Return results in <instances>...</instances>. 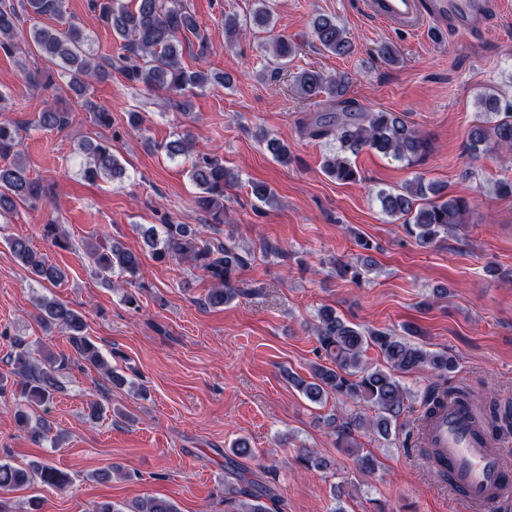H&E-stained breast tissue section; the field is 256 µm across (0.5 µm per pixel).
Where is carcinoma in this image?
Wrapping results in <instances>:
<instances>
[{"label":"carcinoma","mask_w":512,"mask_h":512,"mask_svg":"<svg viewBox=\"0 0 512 512\" xmlns=\"http://www.w3.org/2000/svg\"><path fill=\"white\" fill-rule=\"evenodd\" d=\"M258 7L252 13L253 27L272 32V14L268 0H255ZM90 11L98 14L112 28L120 40L117 57L93 58L84 49L85 34L73 25L63 23L62 0H23L22 10L39 17L59 22L57 26H33L27 42L50 59L57 73L49 72L41 78L44 86L56 84L55 77L67 79L69 90L80 100L81 107L92 113L97 125L112 127V113L98 108L87 97L89 80H104L117 70L132 86L163 94L162 102L183 111L189 100L186 92L204 90L210 86H229L232 78L222 72L188 71L181 63L183 41L187 34L199 36L195 18L186 10L182 0H132L125 5L121 0H87ZM311 35L320 48L336 56L351 54L353 46L346 30L336 19L316 15L311 22ZM20 38V14L13 4L0 0V52L11 56ZM275 70H286L294 55L293 43L277 36L269 43ZM351 83L348 73L327 75L321 70L303 69L293 76V86L301 99L324 98L339 109L317 118H301L302 133L314 140L331 143L322 169L326 176L343 183L359 181V172L352 162L364 148L385 156H392L416 166L423 163L432 151L431 141L416 128L393 112L366 111L360 103L347 96ZM479 115L471 126L467 150L473 157L485 152L512 150V95L490 90L478 97ZM71 113L46 103L38 113L36 125L44 129H62L70 123ZM21 127L11 119L0 118V215L13 212L17 204L38 200L49 193V188L30 177L20 151ZM273 158L288 163V146L276 138L262 137ZM170 158L185 155L190 149L188 135L158 145ZM79 149L85 156L82 171L92 182L99 179L122 180L125 168L112 152V143L84 139ZM190 181L199 190L198 209L209 217L208 223H224V193L238 181V176L224 167V157L218 153L206 154L191 162ZM381 212L388 217L404 219L407 234L420 248H431L448 237V233L465 223L470 201L461 196H448L435 184L425 182L420 175L408 182L402 191L382 189L377 193ZM43 237L59 248L68 249L69 239L61 226L53 221L42 226ZM144 236L153 258L160 263L189 260L203 271L213 283L205 297V304L218 307L239 296L255 292L240 286L238 273L250 261L251 254L235 244L204 238L187 224L171 220L161 227H148ZM7 245L33 280L59 285L66 278L60 267L48 262L44 254L34 249L22 237L8 239ZM95 273L103 284L112 287V277L120 276L132 285L140 272L138 253L117 239L86 248ZM37 320L46 330L59 329L65 333L76 357L95 369L105 370L111 383L123 378L109 368L96 343L86 335L83 315L65 302L44 296L36 303ZM322 361L312 365L311 380L297 384L308 400L321 403L333 396L345 404H353L346 414L327 419V426L335 437L336 447L352 448L356 445L354 433L367 426L387 439L399 430V417L411 408L407 389L400 377L428 368L436 374L437 383L424 391L420 398V415H432L450 396L445 381L454 368L453 360L445 352L428 351L391 330H362L336 315V310L323 306L317 314L314 328ZM375 347L383 359L382 366L372 368L363 363L364 352ZM69 359L49 351L33 355L30 345L17 338L9 353V374H0V395L8 387L17 388L15 421L39 438L43 428L31 426V411L54 399L60 386L57 374L66 368ZM373 410L374 417L365 423L360 408ZM484 422L497 436L512 433V408L491 411ZM253 450L244 438L236 441L224 453L225 512H281L285 504L269 490L237 470L236 459L250 457ZM297 461L307 469L320 470L328 466L326 459L313 451L300 454ZM63 489L70 484L68 475L41 461H32L26 468L0 462V512H13L5 493L28 485L34 480ZM131 512H177L176 505L165 498L151 497L141 500Z\"/></svg>","instance_id":"cac0c4a2"}]
</instances>
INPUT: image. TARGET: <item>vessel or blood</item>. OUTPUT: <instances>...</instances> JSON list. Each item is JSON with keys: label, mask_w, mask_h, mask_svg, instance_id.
I'll return each mask as SVG.
<instances>
[{"label": "vessel or blood", "mask_w": 512, "mask_h": 512, "mask_svg": "<svg viewBox=\"0 0 512 512\" xmlns=\"http://www.w3.org/2000/svg\"><path fill=\"white\" fill-rule=\"evenodd\" d=\"M497 8L495 0H364L374 21L421 31L442 23L469 37ZM421 440L432 461L448 474V486L469 512L512 505V450L501 447L477 424L471 404L447 400L421 424Z\"/></svg>", "instance_id": "1"}]
</instances>
